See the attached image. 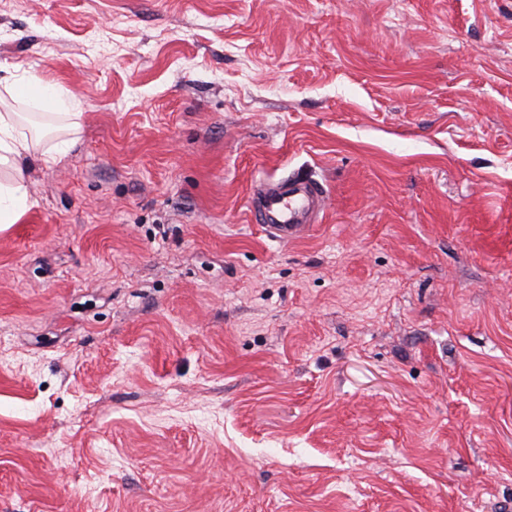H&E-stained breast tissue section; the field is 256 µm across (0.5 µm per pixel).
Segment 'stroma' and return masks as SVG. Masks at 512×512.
Masks as SVG:
<instances>
[{"mask_svg":"<svg viewBox=\"0 0 512 512\" xmlns=\"http://www.w3.org/2000/svg\"><path fill=\"white\" fill-rule=\"evenodd\" d=\"M33 75L84 115L0 232V512H512V0H9ZM251 213L271 238L288 243L305 234L325 208L326 193L315 181L295 176L254 186Z\"/></svg>","mask_w":512,"mask_h":512,"instance_id":"1","label":"stroma"}]
</instances>
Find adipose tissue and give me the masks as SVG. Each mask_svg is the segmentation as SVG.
Instances as JSON below:
<instances>
[{"label": "adipose tissue", "mask_w": 512, "mask_h": 512, "mask_svg": "<svg viewBox=\"0 0 512 512\" xmlns=\"http://www.w3.org/2000/svg\"><path fill=\"white\" fill-rule=\"evenodd\" d=\"M38 100L50 112L60 136L52 146H44L43 137L34 126L33 115L9 112L7 100L25 98ZM82 101L73 92L46 85L37 77L21 84L5 82L0 87V171H7V181H0V231L8 229L30 210L32 201L26 183L27 163L33 155H40L43 163L63 162L74 147V133L80 125Z\"/></svg>", "instance_id": "1"}]
</instances>
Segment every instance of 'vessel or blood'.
Listing matches in <instances>:
<instances>
[{
    "label": "vessel or blood",
    "instance_id": "b4317fda",
    "mask_svg": "<svg viewBox=\"0 0 512 512\" xmlns=\"http://www.w3.org/2000/svg\"><path fill=\"white\" fill-rule=\"evenodd\" d=\"M251 213L271 238L293 241L305 234L325 208L326 194L315 181L293 177L254 186Z\"/></svg>",
    "mask_w": 512,
    "mask_h": 512
}]
</instances>
